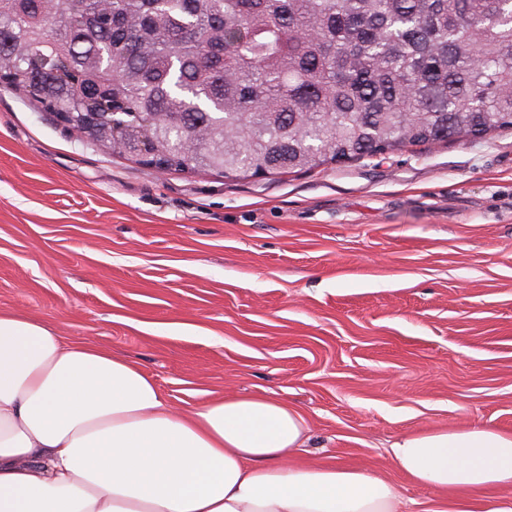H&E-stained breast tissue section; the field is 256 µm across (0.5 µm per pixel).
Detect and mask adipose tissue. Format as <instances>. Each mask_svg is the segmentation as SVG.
<instances>
[{
    "mask_svg": "<svg viewBox=\"0 0 512 512\" xmlns=\"http://www.w3.org/2000/svg\"><path fill=\"white\" fill-rule=\"evenodd\" d=\"M302 414L232 395L183 412L129 359L0 311V512H409L384 475L299 458ZM420 512H512V433L404 434Z\"/></svg>",
    "mask_w": 512,
    "mask_h": 512,
    "instance_id": "ef3b65f1",
    "label": "adipose tissue"
}]
</instances>
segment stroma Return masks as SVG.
Wrapping results in <instances>:
<instances>
[{
    "label": "stroma",
    "mask_w": 512,
    "mask_h": 512,
    "mask_svg": "<svg viewBox=\"0 0 512 512\" xmlns=\"http://www.w3.org/2000/svg\"><path fill=\"white\" fill-rule=\"evenodd\" d=\"M0 310L124 355L177 409L280 397L309 455L426 502L389 455L400 436L512 432V129L160 175L0 87Z\"/></svg>",
    "instance_id": "35a3bbf8"
}]
</instances>
